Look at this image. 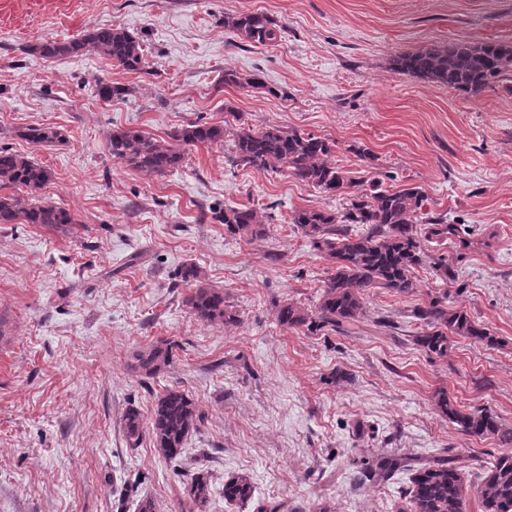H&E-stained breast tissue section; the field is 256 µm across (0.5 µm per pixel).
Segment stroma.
I'll return each mask as SVG.
<instances>
[{
  "label": "stroma",
  "instance_id": "35a3bbf8",
  "mask_svg": "<svg viewBox=\"0 0 512 512\" xmlns=\"http://www.w3.org/2000/svg\"><path fill=\"white\" fill-rule=\"evenodd\" d=\"M267 14L275 43L241 39V12ZM98 25L148 45L150 74L94 53L50 61L30 52ZM512 43V0H0V147L52 174L44 200L70 210L72 229L0 224V512H185L186 483L208 471L202 512H406L411 474L359 483L380 454L459 456L478 481L489 455L512 452L465 434L436 406L448 394L488 409L512 430V82L467 96L396 70L397 54L434 43ZM260 76L228 86L225 69ZM106 79L132 87L103 102ZM195 121L224 127L220 146L186 150L183 168L147 175L105 150L117 128L156 139ZM278 125L335 140L334 162L360 180L419 187L430 213L452 224L432 239L397 295L371 289L349 331L310 333L276 319L279 305L314 310L333 267L291 222L304 207L344 201L291 176L231 165L243 127ZM28 126L61 131L32 145ZM265 212L250 241L213 220L237 205ZM448 260L453 278L432 266ZM223 289L236 325L197 322L185 304L186 264ZM438 297L498 336L495 348L449 336L445 356L413 337L419 308ZM172 343L170 366L135 371L136 353ZM168 386L202 420L169 461L150 436L126 440L128 410L150 417ZM250 502L221 491L231 474ZM253 493V485L247 476H231L224 480L222 494L224 496V500L229 503L247 502L252 499Z\"/></svg>",
  "mask_w": 512,
  "mask_h": 512
}]
</instances>
